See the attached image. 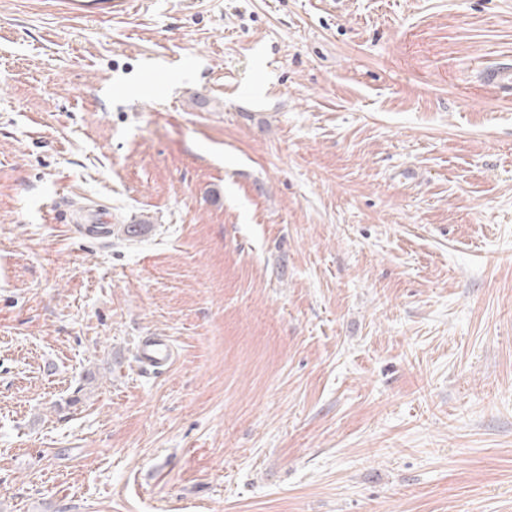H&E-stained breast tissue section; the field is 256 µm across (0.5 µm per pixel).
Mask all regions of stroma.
<instances>
[{"mask_svg": "<svg viewBox=\"0 0 512 512\" xmlns=\"http://www.w3.org/2000/svg\"><path fill=\"white\" fill-rule=\"evenodd\" d=\"M489 68L512 0H0V512H512ZM139 355L143 366L148 370L169 366L173 350L164 336H146L139 346Z\"/></svg>", "mask_w": 512, "mask_h": 512, "instance_id": "obj_1", "label": "stroma"}]
</instances>
